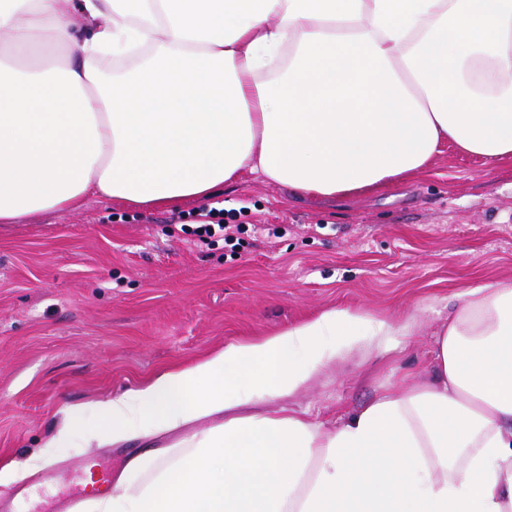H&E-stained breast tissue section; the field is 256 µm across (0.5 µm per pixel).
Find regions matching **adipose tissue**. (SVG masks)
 <instances>
[{
	"mask_svg": "<svg viewBox=\"0 0 512 512\" xmlns=\"http://www.w3.org/2000/svg\"><path fill=\"white\" fill-rule=\"evenodd\" d=\"M0 33L2 224L90 193L172 205L248 173L350 198L446 144L512 159V0H0ZM136 49L100 88L97 63ZM418 333L332 308L92 403L87 440L142 446L98 512H512V279L466 292L429 380L331 430L262 409Z\"/></svg>",
	"mask_w": 512,
	"mask_h": 512,
	"instance_id": "adipose-tissue-1",
	"label": "adipose tissue"
}]
</instances>
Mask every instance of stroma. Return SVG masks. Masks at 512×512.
I'll return each mask as SVG.
<instances>
[{
    "label": "stroma",
    "instance_id": "35a3bbf8",
    "mask_svg": "<svg viewBox=\"0 0 512 512\" xmlns=\"http://www.w3.org/2000/svg\"><path fill=\"white\" fill-rule=\"evenodd\" d=\"M207 202L241 226L235 249L171 228L178 216L199 224L197 199L91 196L0 224V468L43 458L11 512H54L138 452L86 444L87 403L329 308L415 317L420 335L352 352L291 399L329 428L404 376L430 378L432 333L463 293L512 277L511 159L491 166L446 144L429 169L370 197L302 200L247 174ZM67 419L71 447H48Z\"/></svg>",
    "mask_w": 512,
    "mask_h": 512
}]
</instances>
